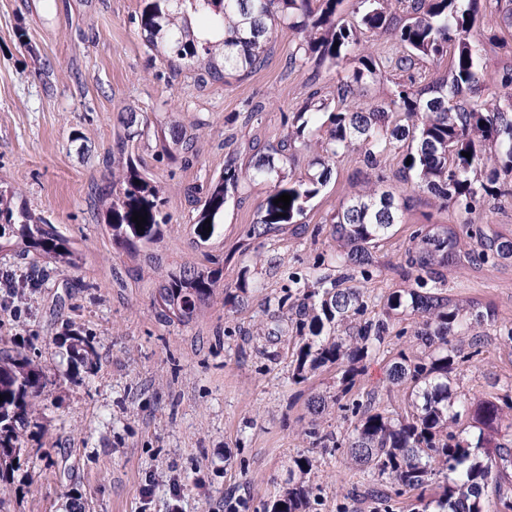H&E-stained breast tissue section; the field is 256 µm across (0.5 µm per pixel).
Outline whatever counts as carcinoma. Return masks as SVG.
I'll use <instances>...</instances> for the list:
<instances>
[{
  "label": "carcinoma",
  "mask_w": 512,
  "mask_h": 512,
  "mask_svg": "<svg viewBox=\"0 0 512 512\" xmlns=\"http://www.w3.org/2000/svg\"><path fill=\"white\" fill-rule=\"evenodd\" d=\"M137 24L150 49L167 63L170 73L200 70L198 81L224 82L261 70L268 60L276 27L301 34L288 58L296 67L313 61L316 70L341 68L356 57L360 67L339 79L331 99L310 94L288 116V132L277 143L256 151L246 167L230 157L224 171L201 189H189L194 204L195 231L210 238L224 205L244 181L262 179L272 190L258 208L257 221L247 236L260 238L284 224H298L306 204L329 182L339 158L358 151L374 170L380 157L398 142L407 144L399 181L410 190L396 193L381 187L382 177L367 179L365 188L339 204L326 219L335 243L331 259L334 277L315 270L288 273L284 294L266 307L273 333L291 328L298 348L290 379L301 384L317 370L334 365L341 371L340 387L318 394L308 409L321 415L332 409L351 413V429L343 437L313 424L306 432L315 448L344 449V461L367 482L365 494L381 497L393 508V497L418 492L421 512H488L494 498L497 512H512V441L494 439L512 400L472 403L451 383L450 374L469 358L465 349L480 352L483 336L477 326L495 321V311L476 300L448 296L445 269L465 260L485 265L512 258V239L476 223L485 206L512 198V68L496 74L507 93L493 103L466 98L486 80L482 41L473 38L481 13L492 6L512 28V0H355L352 17H337L344 0H143ZM402 8L399 18L389 10ZM392 31L395 53L377 56L362 48L363 32ZM453 55L448 73L426 85L415 72L425 63ZM399 71L385 99L353 105L366 77ZM328 115L321 137V153L312 170L300 180H286L278 163L293 158L296 145L308 146L319 134L318 123ZM124 138L117 143V168L109 191L101 196L103 223L112 241L130 254L161 235L168 223L166 200L153 179L141 169L125 142L149 136L152 122L128 112ZM161 150L194 155L193 139L183 132L161 135ZM470 153V157L462 153ZM426 190L464 216L461 224H434L414 232L405 253L403 272L414 287L393 290L380 299V310L365 317L364 292L356 282L375 274L371 249L402 223L412 193ZM287 193L288 208L273 200ZM147 214L144 229L132 222L133 213ZM211 223H205V220ZM211 226V231L203 227ZM18 239L23 253H35L64 268L78 266V254L55 225L35 219L28 211L0 206V240ZM224 307L233 313L246 285H224V267L183 266L168 274L157 303L167 323H189L207 307L219 290ZM398 315L415 318L411 350L401 349L390 359L388 379L407 396L398 413L379 410L373 400L347 399L360 375V363L387 354V341ZM67 367L98 358L93 336L74 332L68 337ZM46 374L21 350L0 349V478L12 469L25 450V428L41 396ZM471 417L479 434L471 442L462 437V418ZM316 457L301 454L288 463V476L264 512H310L321 505L322 494L312 483Z\"/></svg>",
  "instance_id": "1"
}]
</instances>
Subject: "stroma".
<instances>
[{
  "mask_svg": "<svg viewBox=\"0 0 512 512\" xmlns=\"http://www.w3.org/2000/svg\"><path fill=\"white\" fill-rule=\"evenodd\" d=\"M140 9L141 0H0V194L54 224L82 254L75 270L44 265L19 309L0 307V347L26 351L48 378L26 450L0 479V512H225L230 495L238 512H263L289 459L310 447L303 434L315 420L309 400L336 384L332 367L291 383L295 346L269 335L265 304L281 296L286 268L322 264L329 242L319 228L363 169L360 156L337 161L308 202L301 233L289 227L246 238L271 190L257 180L242 184L214 235L200 241L187 188L218 177L229 155L244 165L252 143L282 138L289 112L312 89L332 96L337 72L312 86V65L287 68L299 36L282 26L268 63L248 77L208 84L189 70L174 77L138 29ZM491 34L498 42L485 47L490 78L480 100L502 95L492 75L512 66V29L493 10L474 30L480 39ZM257 104L262 122L246 123ZM128 111L193 129L197 150L187 164L162 154L154 138L135 141L170 222L133 256L113 245L94 207L112 177L109 154ZM461 221L430 193L416 192L402 224L372 251L370 296L401 287L393 267L414 231ZM211 258L223 261L226 285L247 279L239 312L225 314L219 295L189 324L160 320L154 298L167 273ZM448 294L497 312L480 329L482 352L454 372L455 383L474 400L512 396V349L499 340L500 329L512 326V259L449 267ZM73 332L96 336L95 364L67 369ZM358 478L341 454L322 455L315 482L329 499L321 512H336L340 495L346 512H384L377 500L347 498Z\"/></svg>",
  "mask_w": 512,
  "mask_h": 512,
  "instance_id": "1",
  "label": "stroma"
}]
</instances>
